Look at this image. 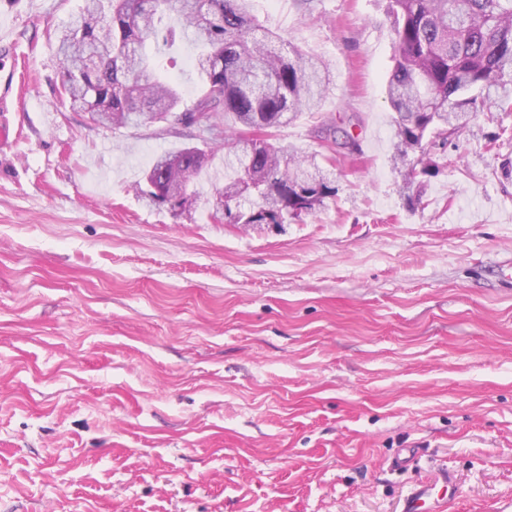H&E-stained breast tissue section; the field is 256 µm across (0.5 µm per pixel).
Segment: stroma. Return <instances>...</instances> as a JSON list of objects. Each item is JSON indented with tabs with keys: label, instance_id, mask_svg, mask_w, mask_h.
<instances>
[{
	"label": "stroma",
	"instance_id": "stroma-1",
	"mask_svg": "<svg viewBox=\"0 0 512 512\" xmlns=\"http://www.w3.org/2000/svg\"><path fill=\"white\" fill-rule=\"evenodd\" d=\"M83 4L0 0V512H400L442 468L449 512H512V112L404 197L387 0H251L276 48L332 71L276 138L314 154L323 124L349 130L336 198L225 223L219 152L191 205L154 207L135 185L155 158L213 143L72 109L57 36ZM195 55L158 58L188 106ZM402 448L419 469L391 471Z\"/></svg>",
	"mask_w": 512,
	"mask_h": 512
}]
</instances>
